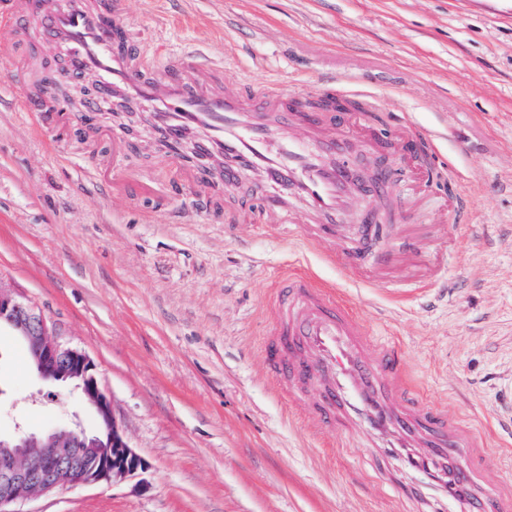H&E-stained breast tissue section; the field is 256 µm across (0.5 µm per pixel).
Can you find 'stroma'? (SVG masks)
Returning a JSON list of instances; mask_svg holds the SVG:
<instances>
[{
	"label": "stroma",
	"instance_id": "35a3bbf8",
	"mask_svg": "<svg viewBox=\"0 0 512 512\" xmlns=\"http://www.w3.org/2000/svg\"><path fill=\"white\" fill-rule=\"evenodd\" d=\"M129 38L158 65L183 47L224 66L231 90L297 85L361 93L384 127L434 135L427 163L404 161L387 192H355L352 211L385 225L393 262L354 281L287 229L239 221L253 177L206 208L196 165L159 149L145 124L120 150L146 193H112L109 108L80 111L88 89H62L75 111H25L30 48L0 51V285L33 305L60 342L96 364L113 416L146 467L135 477L65 488L18 512H432L360 434L318 430L300 403L311 378L278 391L264 341L266 297L285 272L335 285L366 326L397 344L407 370L449 417L481 433V483L512 495V8L501 0H126ZM462 186L471 221L427 172ZM30 367L0 330V434L80 423L79 391Z\"/></svg>",
	"mask_w": 512,
	"mask_h": 512
}]
</instances>
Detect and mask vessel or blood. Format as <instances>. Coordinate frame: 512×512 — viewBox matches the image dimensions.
I'll return each mask as SVG.
<instances>
[{"mask_svg":"<svg viewBox=\"0 0 512 512\" xmlns=\"http://www.w3.org/2000/svg\"><path fill=\"white\" fill-rule=\"evenodd\" d=\"M26 34L33 35L37 55L58 61L61 78L88 84L86 111L113 103L143 112L174 141L199 131L206 151L224 166L226 186L244 172L256 178L266 200L261 223L289 224L304 243L327 244L325 259L353 278L375 265L359 246L375 225L340 222L350 211L351 174L328 144L347 113L314 112L298 120L304 101L297 87L255 96L227 91L223 66L187 48L165 66L148 65L125 35V0H6L0 49ZM291 197L307 202L308 216L288 206ZM336 293L312 273L289 272L272 297L277 317L267 345L275 377L287 378L283 390L290 396L313 376L325 388L324 403L303 409L309 424L364 433L371 448L410 472L411 490L432 492L448 512H484L490 499L498 512H512L511 498L471 480L448 482L446 467L458 457L472 473L488 466L478 439L417 389L391 341L373 335Z\"/></svg>","mask_w":512,"mask_h":512,"instance_id":"obj_1","label":"vessel or blood"}]
</instances>
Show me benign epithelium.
I'll return each instance as SVG.
<instances>
[{
    "instance_id": "7a95c632",
    "label": "benign epithelium",
    "mask_w": 512,
    "mask_h": 512,
    "mask_svg": "<svg viewBox=\"0 0 512 512\" xmlns=\"http://www.w3.org/2000/svg\"><path fill=\"white\" fill-rule=\"evenodd\" d=\"M11 327L26 343L37 375L71 386L93 408L92 432L75 423L40 433L20 431L0 436V512L73 486L120 483L145 468L112 413L93 360L82 350L62 344L35 308L0 285V326Z\"/></svg>"
}]
</instances>
